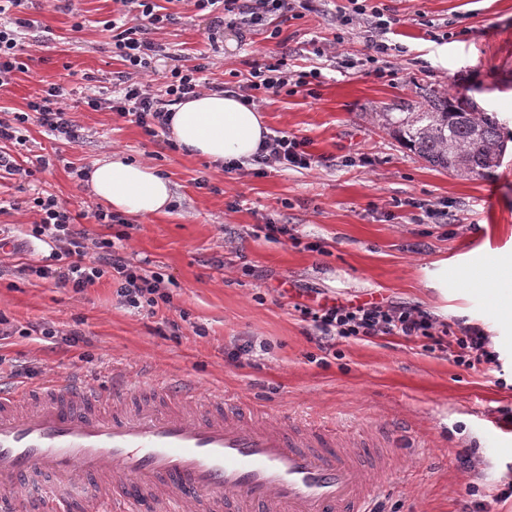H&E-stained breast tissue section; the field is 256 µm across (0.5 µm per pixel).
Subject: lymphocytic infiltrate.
I'll use <instances>...</instances> for the list:
<instances>
[{
	"label": "lymphocytic infiltrate",
	"instance_id": "obj_1",
	"mask_svg": "<svg viewBox=\"0 0 512 512\" xmlns=\"http://www.w3.org/2000/svg\"><path fill=\"white\" fill-rule=\"evenodd\" d=\"M27 0H0V86L9 83L14 72L25 69L19 41L30 29V19L16 16L17 8ZM127 11L137 13L139 24L120 28L113 37L115 53L126 70L119 83L112 88L111 98L94 93L85 94L84 104L94 110L110 105L121 116H133L135 123L147 134L169 129L173 119L171 107L191 99L205 88V65L181 66L171 72L168 81L153 88L147 73L153 70L156 50L150 39L152 30L177 23L174 13H162L155 0H120ZM196 11L210 13L209 35L217 37L224 27L245 34L264 25L269 17L299 19L313 11L315 0H186ZM351 8L341 15L344 24L353 20L366 21L371 35L369 49L379 56L389 55L392 47L385 36L393 19L384 8L370 4L369 0H349ZM320 76L319 70L291 73L284 60L255 67L247 85L240 89L242 102L259 105L260 94L279 95L302 91ZM67 91L58 84L50 85L40 97L28 104V110L15 114L12 120L0 119V143H24L20 133L22 124L37 118L49 132L72 141L76 128L70 116ZM307 138L285 131L267 136L253 159L258 167L277 164L284 169H310L317 159L309 150ZM33 203L40 219L28 230L31 237L50 245L47 263L21 264L22 274L80 292L100 280L108 278L117 286L123 306L155 316L160 308L169 306L171 297L166 292L161 273L134 265L117 249L114 240L92 236L84 225L78 224L76 214L56 195L46 193L34 197ZM302 321L311 323L320 351L333 353L337 342H369L386 336L401 337L420 343L423 351L446 353L456 366L469 370L483 364L498 362L499 355L492 351L490 340L483 328L476 324L459 323L450 326L437 322L431 312L418 305L365 302L361 304L335 303L310 306L295 304Z\"/></svg>",
	"mask_w": 512,
	"mask_h": 512
}]
</instances>
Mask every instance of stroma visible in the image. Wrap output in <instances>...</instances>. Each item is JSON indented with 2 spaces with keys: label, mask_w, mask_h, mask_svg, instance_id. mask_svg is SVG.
Segmentation results:
<instances>
[{
  "label": "stroma",
  "mask_w": 512,
  "mask_h": 512,
  "mask_svg": "<svg viewBox=\"0 0 512 512\" xmlns=\"http://www.w3.org/2000/svg\"><path fill=\"white\" fill-rule=\"evenodd\" d=\"M395 23L397 51L370 61L366 27L339 25L347 0H318L299 20L238 38L225 29L208 38L209 21L181 0H157L179 23L153 30L155 68L205 60L210 85H245L255 66L284 57L293 71L319 69L315 96L280 94L260 104L269 131L307 137L322 164L313 170L245 166L232 173L169 149L167 134L147 135L110 109L91 110L87 90L109 92L124 66L112 52L109 21L116 0H33V26L22 40L26 71L0 89V118L23 112L52 84L72 89L79 137L67 142L36 120L22 127L17 160L58 153L33 177L0 178V226L36 220L32 198L48 191L75 212L91 196L78 170L107 151L146 160L176 190L168 214L137 217L121 252L162 273L171 304L147 317L122 306L111 281L83 292L21 275L50 247L15 235L0 252V316L11 332L0 341V371L20 372L24 386L76 373L111 390L161 375L187 379L202 392L227 391L258 420L303 418L386 445L391 473L376 501L388 512H460L469 499L482 512H512V431L496 443L487 422L512 407V316L473 279L476 271L512 262V146L495 171L462 179L437 171L378 123L395 106L415 109L434 91L467 94L497 113L512 143V0H379ZM339 42L353 65L342 69L320 51ZM452 206L451 224H427L410 199ZM260 224H285L301 246L256 236ZM324 243L325 253L307 242ZM251 271H244V264ZM447 268L448 286L428 284ZM405 302L439 321L484 328L499 365L472 370L412 342L384 337L342 342L323 357L292 304ZM49 324L51 340L33 329ZM252 342V364L232 362L231 345Z\"/></svg>",
  "instance_id": "stroma-1"
}]
</instances>
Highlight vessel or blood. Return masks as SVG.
<instances>
[{"label": "vessel or blood", "mask_w": 512, "mask_h": 512, "mask_svg": "<svg viewBox=\"0 0 512 512\" xmlns=\"http://www.w3.org/2000/svg\"><path fill=\"white\" fill-rule=\"evenodd\" d=\"M79 376L0 384V512H367L385 452L223 393L151 380L124 406Z\"/></svg>", "instance_id": "obj_1"}]
</instances>
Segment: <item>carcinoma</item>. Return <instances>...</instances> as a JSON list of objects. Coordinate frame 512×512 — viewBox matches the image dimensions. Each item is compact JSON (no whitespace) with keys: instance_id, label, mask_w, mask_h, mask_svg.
<instances>
[{"instance_id":"1","label":"carcinoma","mask_w":512,"mask_h":512,"mask_svg":"<svg viewBox=\"0 0 512 512\" xmlns=\"http://www.w3.org/2000/svg\"><path fill=\"white\" fill-rule=\"evenodd\" d=\"M376 117L430 167L461 178L493 172L507 150L495 113L481 111L466 95L435 92L416 111Z\"/></svg>"}]
</instances>
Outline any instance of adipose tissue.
<instances>
[{
	"mask_svg": "<svg viewBox=\"0 0 512 512\" xmlns=\"http://www.w3.org/2000/svg\"><path fill=\"white\" fill-rule=\"evenodd\" d=\"M170 138L180 151L216 164H246L268 129L261 112L232 93H203L172 107ZM93 194L119 214L164 212L174 199L172 184L150 163L117 154L97 160L88 174Z\"/></svg>",
	"mask_w": 512,
	"mask_h": 512,
	"instance_id": "1",
	"label": "adipose tissue"
}]
</instances>
